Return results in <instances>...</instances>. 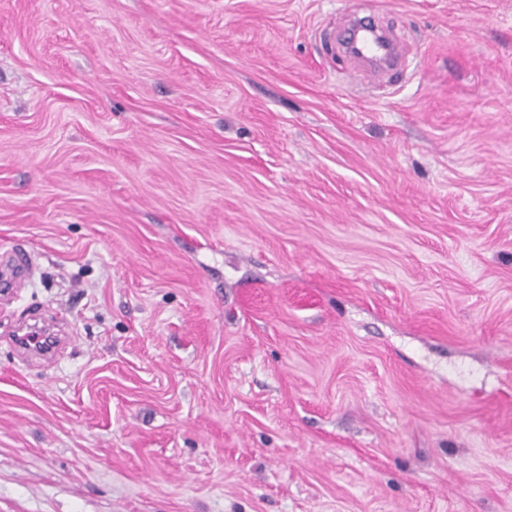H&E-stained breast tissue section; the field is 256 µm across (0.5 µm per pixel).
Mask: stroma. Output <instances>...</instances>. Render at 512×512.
Wrapping results in <instances>:
<instances>
[{"label": "stroma", "instance_id": "35a3bbf8", "mask_svg": "<svg viewBox=\"0 0 512 512\" xmlns=\"http://www.w3.org/2000/svg\"><path fill=\"white\" fill-rule=\"evenodd\" d=\"M0 0V512H512V0ZM31 258L25 251H12L1 262L0 288L4 297L22 282L31 272ZM37 325L20 326L8 331L11 336H2L8 338L21 349L39 354L41 356H50L55 353L57 340L55 336H35L34 331Z\"/></svg>", "mask_w": 512, "mask_h": 512}]
</instances>
